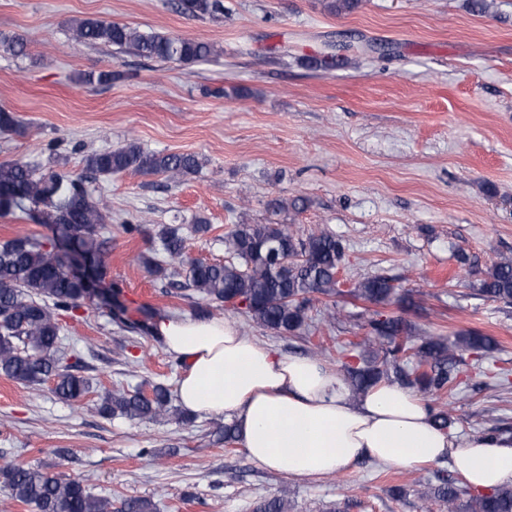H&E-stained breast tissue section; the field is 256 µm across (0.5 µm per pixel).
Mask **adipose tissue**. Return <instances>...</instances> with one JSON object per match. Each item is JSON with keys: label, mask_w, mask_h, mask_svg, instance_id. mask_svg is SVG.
<instances>
[{"label": "adipose tissue", "mask_w": 512, "mask_h": 512, "mask_svg": "<svg viewBox=\"0 0 512 512\" xmlns=\"http://www.w3.org/2000/svg\"><path fill=\"white\" fill-rule=\"evenodd\" d=\"M152 331L186 367L181 406L233 414L241 447L272 470L312 478L361 456L405 468L447 459L473 490L512 485V436L438 430L426 401L408 389L385 384L353 395L317 359L259 345L221 318L162 316Z\"/></svg>", "instance_id": "obj_1"}]
</instances>
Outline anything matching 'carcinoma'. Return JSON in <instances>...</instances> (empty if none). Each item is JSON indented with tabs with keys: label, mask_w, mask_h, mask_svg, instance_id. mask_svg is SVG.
<instances>
[{
	"label": "carcinoma",
	"mask_w": 512,
	"mask_h": 512,
	"mask_svg": "<svg viewBox=\"0 0 512 512\" xmlns=\"http://www.w3.org/2000/svg\"><path fill=\"white\" fill-rule=\"evenodd\" d=\"M360 0H326L325 8L346 14ZM176 9L199 19L224 13V0H177ZM78 43H103L123 52L163 62L193 64L218 54L208 42L164 33H143L125 24L89 17L72 28ZM0 45L15 55L25 54L24 39L0 34ZM202 163L191 153H162L144 150L135 142L87 155L84 170L92 175L112 176L128 170L144 175L163 174L179 180L198 172ZM0 212L22 207L28 201L44 206L37 216L54 227L70 251L106 275L108 244L104 237L106 208L103 200L83 180L56 171L39 172L31 164L15 161L0 164ZM162 258L141 254L138 262L151 276L185 272L184 283H172L175 292L193 290L205 305L192 312L209 314L212 305L226 306L239 301L236 310L260 328L278 336L309 341L307 334L318 326L335 324L340 314L336 298L347 297L374 306L367 310L364 335L350 341L338 353L337 372L359 394L379 383L416 388L430 397L428 404L434 426L443 431L454 427L447 398L456 394L458 375L473 357L472 367L480 369L483 354L497 349L493 338L469 332L448 341L441 336L416 335L398 315L381 308L395 300L396 288L383 276L367 278L350 290L340 289L337 279L344 257L342 241L326 229L300 237L290 224H235L224 233V247L232 260L205 262L185 255L181 227L159 226L155 233ZM479 293L492 300L512 304V258L504 257L478 284ZM112 299V318L129 329L149 328L151 313L143 319L126 317L116 284L104 289ZM86 281L66 272L49 250L47 242L35 236H19L0 244V373L28 387L53 383L51 392L60 399L78 402L89 385L66 362L62 350L63 326L58 312L72 311L90 300ZM322 304L320 317L309 312ZM172 392L155 383L150 393L142 389H106L99 397L98 410L105 417L156 420L171 413ZM433 494L457 512L463 490L448 475L438 476ZM0 484L10 496L34 512H112V499L93 494L81 481L65 475L50 476L38 469L6 463L0 466ZM469 512H512V487L472 496ZM256 512H288L286 495L275 496L257 506Z\"/></svg>",
	"instance_id": "1"
}]
</instances>
